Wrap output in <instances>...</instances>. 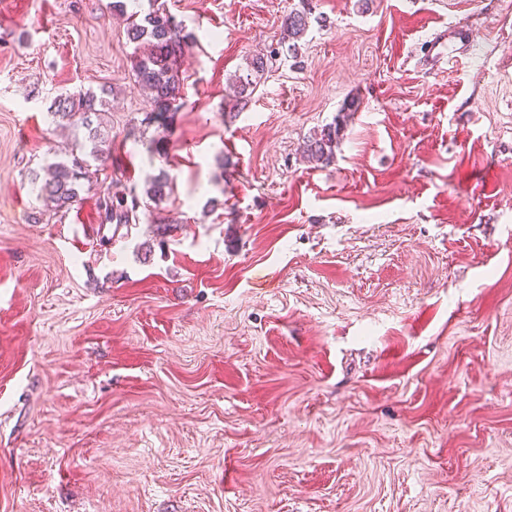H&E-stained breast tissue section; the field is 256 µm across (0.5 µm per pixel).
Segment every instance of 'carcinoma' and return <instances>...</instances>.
Segmentation results:
<instances>
[{
	"mask_svg": "<svg viewBox=\"0 0 512 512\" xmlns=\"http://www.w3.org/2000/svg\"><path fill=\"white\" fill-rule=\"evenodd\" d=\"M311 0H299L282 23L281 38L268 54L255 55L248 59L246 73L233 79L237 104H242L255 90L258 82L274 63L298 56L299 41L309 28L312 15ZM127 38L134 44L135 65L133 79L149 98L150 112L142 123L155 125L170 132V120L181 107L183 78L178 58L181 57L186 40L183 24L167 10L159 0H149L148 9L131 12L127 17ZM91 89L79 88L59 94L50 106L53 120L72 127L88 130V143H79L78 151L68 159H57L47 163L45 177L35 176L40 181L38 196L54 204L55 212L70 209L78 201L84 184L99 185L97 215L100 224H153L151 205L164 202L173 191L172 178L165 172L138 185L125 175L102 174L97 165L104 153L98 129L94 123L101 120L105 100ZM359 109V102L352 100L345 107L347 113H338L333 122L309 132L304 137L301 153L309 163L327 165L336 154L348 113Z\"/></svg>",
	"mask_w": 512,
	"mask_h": 512,
	"instance_id": "cac0c4a2",
	"label": "carcinoma"
}]
</instances>
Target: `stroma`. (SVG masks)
<instances>
[{
  "label": "stroma",
  "instance_id": "obj_1",
  "mask_svg": "<svg viewBox=\"0 0 512 512\" xmlns=\"http://www.w3.org/2000/svg\"><path fill=\"white\" fill-rule=\"evenodd\" d=\"M112 2L0 0V512H512V0H313L241 109L298 0H165L197 40L163 154ZM80 87L110 163L174 177L165 236L95 187L34 222ZM311 0H300L299 7L291 8L282 23L281 38L277 47L271 48L269 55H255L248 59L246 73L234 75L233 87L236 106L247 100L255 90L258 82L277 61H288V58H297L299 41L309 28L308 19L312 15ZM473 42V33L463 24L458 22L448 25V55L461 48L472 47ZM359 109V102L351 100L346 107L342 108L333 122L317 127L304 137L301 153L302 157L309 163L315 165H328L334 159L336 148L343 137L344 127L347 126L348 112H356Z\"/></svg>",
  "mask_w": 512,
  "mask_h": 512
}]
</instances>
